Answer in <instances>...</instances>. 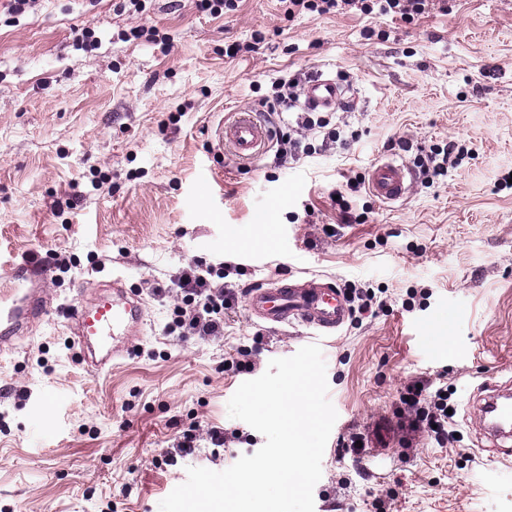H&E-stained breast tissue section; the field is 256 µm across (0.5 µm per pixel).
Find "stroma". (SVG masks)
Instances as JSON below:
<instances>
[{"label":"stroma","instance_id":"35a3bbf8","mask_svg":"<svg viewBox=\"0 0 512 512\" xmlns=\"http://www.w3.org/2000/svg\"><path fill=\"white\" fill-rule=\"evenodd\" d=\"M154 27L166 45L131 39ZM94 30L95 49L74 46ZM262 43H255V33ZM236 44L240 53L226 57ZM346 75L343 119L358 137L287 164L252 166L218 150L233 109L263 111L286 74ZM453 141L459 166L407 201L353 193L363 223L343 224L329 198L377 160L414 166L421 147ZM512 0H444L407 22L357 12L284 13L280 0H239L218 17L196 0H40L0 14V265H49L37 279L47 315L0 347V512H159L191 467L215 471L265 442L231 418L246 381L229 362L250 352L262 375L311 337L252 323L245 304L212 340L168 332L172 280L229 262L224 285L315 273L377 292L375 315L320 340L338 418L314 488L315 512H512V469L481 437L469 396L512 382ZM144 300L133 354L90 370L59 315L78 285L110 272ZM454 308L453 348L431 359L407 334ZM263 345L253 349L252 338ZM455 390V440L400 441L394 412L415 380ZM227 438L214 455L207 436ZM365 432L370 451L341 444ZM199 435L176 453L184 431Z\"/></svg>","mask_w":512,"mask_h":512}]
</instances>
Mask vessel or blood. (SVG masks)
Listing matches in <instances>:
<instances>
[{"label":"vessel or blood","instance_id":"vessel-or-blood-1","mask_svg":"<svg viewBox=\"0 0 512 512\" xmlns=\"http://www.w3.org/2000/svg\"><path fill=\"white\" fill-rule=\"evenodd\" d=\"M304 96L310 109L329 110L341 101L342 92L336 79L319 74L308 82ZM217 136L220 148L229 150L239 161L252 162L265 151L272 131L259 114L240 109L229 122L220 123ZM368 188L384 203L405 200L411 190V172L395 159L377 161L368 170ZM0 279L23 290L21 303L0 306V323L12 336L42 318L43 305L35 289L27 287L28 276L20 265L1 267ZM108 286V293L64 312L66 327L77 344L90 351V362L99 371L128 355L143 333L147 316L144 301L127 288L122 275L113 274ZM246 310L254 323L298 325L315 336L336 335L351 313L344 289L333 276L324 274L259 283L246 293ZM453 325L454 313L444 306L430 319L416 324L413 334L423 349L439 357L453 346L446 335ZM480 421L484 435L497 442L499 452L511 456L512 387L495 386L480 407Z\"/></svg>","mask_w":512,"mask_h":512}]
</instances>
